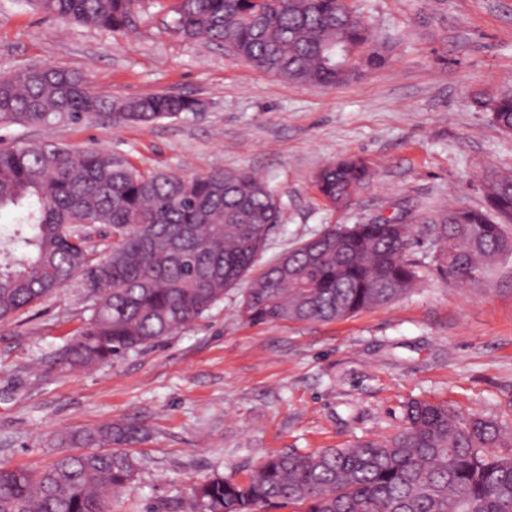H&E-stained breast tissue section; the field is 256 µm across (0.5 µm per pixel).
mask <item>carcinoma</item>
I'll return each instance as SVG.
<instances>
[{
	"instance_id": "carcinoma-1",
	"label": "carcinoma",
	"mask_w": 512,
	"mask_h": 512,
	"mask_svg": "<svg viewBox=\"0 0 512 512\" xmlns=\"http://www.w3.org/2000/svg\"><path fill=\"white\" fill-rule=\"evenodd\" d=\"M147 0H26L64 23L120 32ZM168 28L187 41L233 49L273 77L315 87L351 81L386 65L369 27L346 0H174ZM512 133V92L476 98ZM201 110L172 93L116 98L85 76L30 67L0 76V125L99 121L150 124ZM372 179L344 158L315 174L319 193L348 206ZM489 209L454 208L432 218L435 270L455 283L486 272L512 251V172L483 178ZM0 320L64 287L76 275L90 288V315L53 362L69 369L108 365L189 326L239 285L264 251L282 205L269 182L248 169L190 177L142 169L128 157L52 141L0 149ZM99 235L112 237L95 259ZM409 225H334L281 254L245 289L239 315L251 324L329 322L386 307L419 283L408 257ZM403 429L385 441L302 454L274 453L244 481L217 474L193 486L187 512H512V435L478 414L412 400ZM143 439L131 423L72 430L39 472L0 467V512H108L139 471L128 447Z\"/></svg>"
}]
</instances>
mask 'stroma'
I'll return each instance as SVG.
<instances>
[{
    "label": "stroma",
    "mask_w": 512,
    "mask_h": 512,
    "mask_svg": "<svg viewBox=\"0 0 512 512\" xmlns=\"http://www.w3.org/2000/svg\"><path fill=\"white\" fill-rule=\"evenodd\" d=\"M348 4L386 65L343 85L304 87L223 47L181 40L156 5L134 31L113 34L0 0V74L48 65L116 97L174 93L203 105L147 126H5L0 147L51 140L185 176L247 168L283 207L264 261L330 225L400 216L420 270L405 297L333 322L250 325L238 313L239 285L161 343L87 370L50 359L88 317V291L74 278L0 322V465L36 472L60 456L57 434L132 423L147 434L133 447L142 467L110 512H180L195 483L216 473L245 479L270 453L389 438L415 399L512 431V259L453 285L436 272L425 232L438 210L486 208V169L512 170V134L474 103L512 90V0ZM347 157L374 176L337 208L313 178Z\"/></svg>",
    "instance_id": "35a3bbf8"
}]
</instances>
